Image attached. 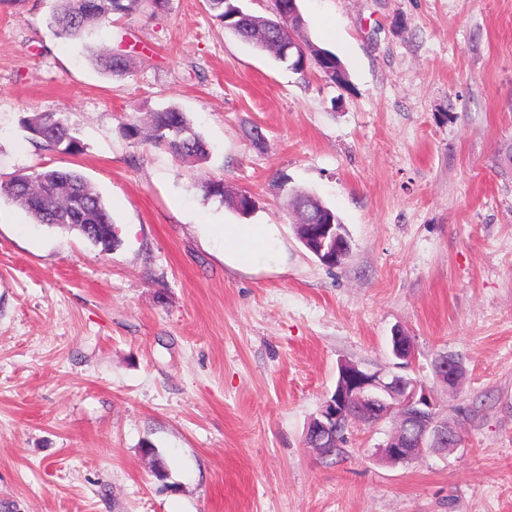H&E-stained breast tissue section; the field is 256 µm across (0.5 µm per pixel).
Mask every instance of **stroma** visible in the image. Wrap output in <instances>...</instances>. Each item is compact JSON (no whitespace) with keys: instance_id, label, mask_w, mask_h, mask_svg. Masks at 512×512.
<instances>
[{"instance_id":"1","label":"stroma","mask_w":512,"mask_h":512,"mask_svg":"<svg viewBox=\"0 0 512 512\" xmlns=\"http://www.w3.org/2000/svg\"><path fill=\"white\" fill-rule=\"evenodd\" d=\"M50 4L0 0V182L78 170L121 243L0 195V512H512V0H298L297 40L335 53L343 86L204 0L77 41L47 28ZM104 46L129 74L93 65ZM171 106L205 162L125 136ZM35 112L83 152L33 143ZM208 177L254 211L205 197ZM300 191L345 224L340 266L298 239ZM245 222L271 225L274 251L237 268L223 228ZM396 331L457 445L388 463L392 416L353 421L336 454L309 447L339 365L392 372Z\"/></svg>"}]
</instances>
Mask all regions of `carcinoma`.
I'll list each match as a JSON object with an SVG mask.
<instances>
[{
	"label": "carcinoma",
	"mask_w": 512,
	"mask_h": 512,
	"mask_svg": "<svg viewBox=\"0 0 512 512\" xmlns=\"http://www.w3.org/2000/svg\"><path fill=\"white\" fill-rule=\"evenodd\" d=\"M55 8L48 19L54 35L61 39H75L85 32L100 28L116 14H126L146 2L154 9H163L168 0H54ZM289 0H272L275 18L249 14L241 17L236 0H205L213 16L242 40L273 53L280 61L290 64L292 69L302 71L313 63L319 72L341 86L346 78H336L338 57L324 49L303 48L284 51V45L295 37L303 26L301 15H288ZM96 64L111 76L129 73L126 57L111 53H100ZM23 125L43 146L64 153L82 151L81 142L73 135L67 120L53 113L35 112L23 118ZM123 130L129 138L153 147H163L183 163H198L207 159L209 152L203 138L193 129L185 113L176 108H164L150 115L148 130L132 121ZM5 194L21 206L37 224L53 226L72 224L83 238L108 252L120 244L112 214L101 196L83 175L74 170L51 169L45 171H20L6 182H0V195ZM294 207L304 226L297 234L305 236L306 224L322 217L339 225L346 232L336 214L317 196L301 192L296 195ZM99 224L101 233L88 236L84 225Z\"/></svg>",
	"instance_id": "cac0c4a2"
}]
</instances>
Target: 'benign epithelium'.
I'll return each instance as SVG.
<instances>
[{
	"label": "benign epithelium",
	"instance_id": "obj_1",
	"mask_svg": "<svg viewBox=\"0 0 512 512\" xmlns=\"http://www.w3.org/2000/svg\"><path fill=\"white\" fill-rule=\"evenodd\" d=\"M306 242L327 265H337L348 251L347 240L333 231V225L321 224L310 230ZM392 355L398 367L408 366L412 356L409 337L400 332L392 336ZM437 379L454 386L460 374L458 365L442 356L435 363ZM336 400H327L312 420L315 441L327 443L341 432L351 419L347 402L364 413L370 421H381L392 415L399 420L398 430L389 438L383 453L391 462H404L422 455L428 449H445L457 444L448 424L438 419L434 403L426 388L413 379L393 374L386 376L357 364H344L339 369Z\"/></svg>",
	"mask_w": 512,
	"mask_h": 512
}]
</instances>
